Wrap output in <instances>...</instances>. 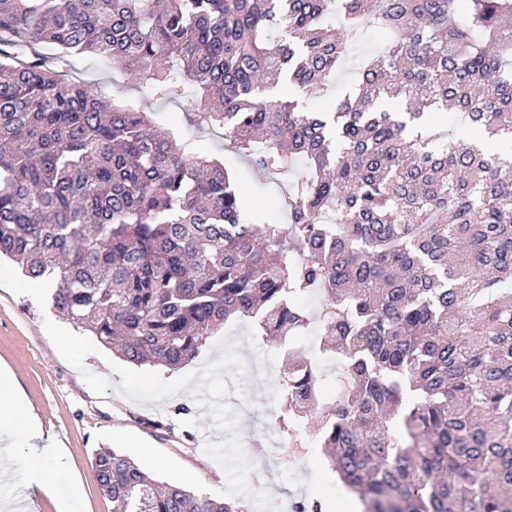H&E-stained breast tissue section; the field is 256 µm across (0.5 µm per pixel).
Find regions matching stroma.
Returning a JSON list of instances; mask_svg holds the SVG:
<instances>
[{
  "label": "stroma",
  "instance_id": "stroma-1",
  "mask_svg": "<svg viewBox=\"0 0 512 512\" xmlns=\"http://www.w3.org/2000/svg\"><path fill=\"white\" fill-rule=\"evenodd\" d=\"M384 35L368 31L353 45L333 84L353 86L366 57L375 55ZM75 79L99 83L106 99L144 104L150 84L92 56L75 59ZM208 152L234 172L241 194L263 221L282 223L289 177H267L224 146L219 133L207 134ZM0 368L22 390L44 436L63 451L52 460L60 473L55 494L30 487L20 463L9 460L0 441V512H112L97 487V450H121L112 439L122 432L141 443L156 461L158 481L177 483L215 500L236 498L248 512H276L285 499L321 498L343 512L349 495L327 467L321 449L305 436L300 453L286 455L276 412L285 365L265 345L252 321L236 318L211 336L198 357L183 368L137 367L122 360L94 336L73 332L79 352L54 340L61 319L51 290L20 288L21 275L0 264Z\"/></svg>",
  "mask_w": 512,
  "mask_h": 512
}]
</instances>
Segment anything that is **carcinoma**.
Here are the masks:
<instances>
[{"mask_svg":"<svg viewBox=\"0 0 512 512\" xmlns=\"http://www.w3.org/2000/svg\"><path fill=\"white\" fill-rule=\"evenodd\" d=\"M365 25L389 38L334 110L269 95L324 90ZM84 55L260 173L305 159L287 223L249 220L194 137L71 80ZM441 110L512 143V0H0V256L137 367L184 366L232 317L284 349L316 296L349 381L323 406L320 361L286 352L288 452L315 434L362 512H512V152ZM93 468L112 512H244L115 450Z\"/></svg>","mask_w":512,"mask_h":512,"instance_id":"obj_1","label":"carcinoma"}]
</instances>
